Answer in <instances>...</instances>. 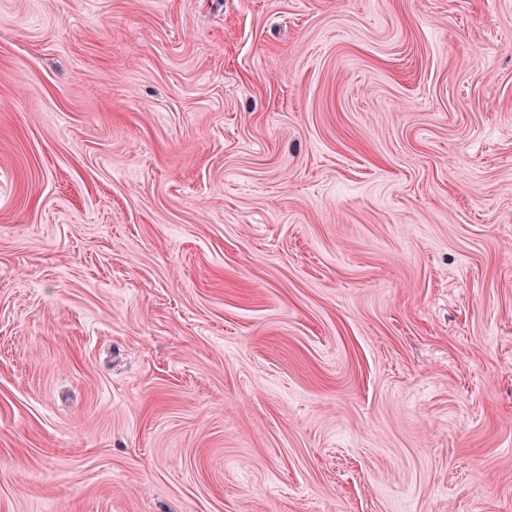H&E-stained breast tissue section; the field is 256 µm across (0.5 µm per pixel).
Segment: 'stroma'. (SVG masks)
Segmentation results:
<instances>
[{
	"instance_id": "stroma-1",
	"label": "stroma",
	"mask_w": 512,
	"mask_h": 512,
	"mask_svg": "<svg viewBox=\"0 0 512 512\" xmlns=\"http://www.w3.org/2000/svg\"><path fill=\"white\" fill-rule=\"evenodd\" d=\"M0 512H512V0H0Z\"/></svg>"
}]
</instances>
